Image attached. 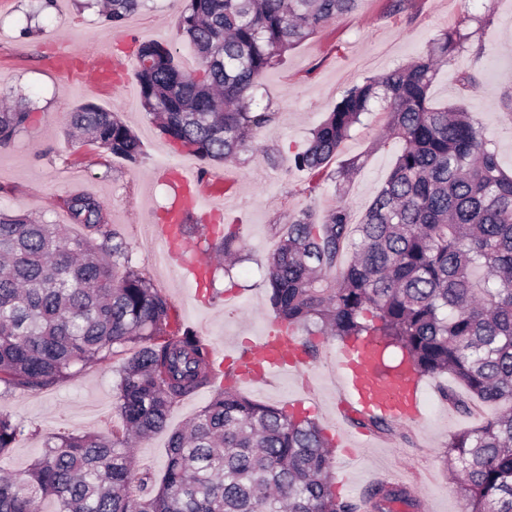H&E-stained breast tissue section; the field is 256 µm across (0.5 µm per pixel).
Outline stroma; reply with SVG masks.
<instances>
[{
  "mask_svg": "<svg viewBox=\"0 0 512 512\" xmlns=\"http://www.w3.org/2000/svg\"><path fill=\"white\" fill-rule=\"evenodd\" d=\"M99 9L98 0H0V102H20L32 112L26 128L10 145L0 147V210L65 224L64 196L85 192L100 197L111 224L129 245L133 265L145 269L168 297L173 321L198 330L215 357L240 358L278 327L266 281L267 259L277 245L271 225L279 215L306 206L322 212L337 201L330 181L291 169L289 157L306 146L312 130L348 87L424 55L448 29L475 32L484 48L482 57L467 50L451 58L440 68L431 97L438 106L464 107L491 140L502 166L512 168V117L499 106V91L512 78V0H413L401 11L392 9L391 0H361L357 11L338 16L264 75L261 102L271 105L277 118L259 135L258 150L240 154L232 163L207 166L212 177H232L239 185L222 218L240 235L231 272L216 269L211 281L200 285L178 268L155 269L150 231L161 222L171 187L154 182L151 175L173 159L140 105L135 50L141 42L158 39L175 49L180 67L194 68L196 57L178 32L180 0H146L122 30L110 28ZM104 44L117 61L118 74L93 92L90 55ZM467 70L475 73L476 83L463 92L454 77ZM85 103L119 113L139 135V165H128L70 136L65 117ZM385 122L378 108L363 115L336 155L340 162L358 155L367 158L344 197L355 222L385 183L399 151L393 141L376 144ZM341 347V340H321L316 358L258 383H238L237 388L250 399L277 407L302 402L335 439L331 479L346 496L361 498L369 484L382 481L409 487L418 501L414 509L394 504V512H461L446 468L448 440L492 416L495 406L476 402L470 413H460L445 397L458 391L455 380L426 376L421 421L394 423L386 433L357 427L337 386ZM123 359L119 353L56 386L0 396V412L13 415L26 431L0 456V469H25L53 434L121 432L114 403ZM210 398V390L203 389L176 404L166 428L136 445V462L163 475L171 432Z\"/></svg>",
  "mask_w": 512,
  "mask_h": 512,
  "instance_id": "obj_1",
  "label": "stroma"
}]
</instances>
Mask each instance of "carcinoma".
<instances>
[{
	"label": "carcinoma",
	"mask_w": 512,
	"mask_h": 512,
	"mask_svg": "<svg viewBox=\"0 0 512 512\" xmlns=\"http://www.w3.org/2000/svg\"><path fill=\"white\" fill-rule=\"evenodd\" d=\"M142 2L110 0L105 21L122 27ZM182 2L178 29L198 68L182 69L164 41L140 43V104L174 151L231 162L275 120L255 103L264 74L361 0ZM471 37L449 29L425 55L344 91L292 168L343 190L364 161L328 165L377 103L386 138L400 144L393 168L357 224L341 198L323 213L305 207L276 220L266 278L275 318L290 336L306 332L308 357L315 335L377 336L419 374H450L471 397L499 405L450 438L449 469L462 512H512V172L469 112L430 96L439 64ZM30 117L22 105L1 109L0 146ZM67 125L140 163L139 138L114 113L83 104ZM62 206L82 234L0 211V394L55 386L121 350L115 408L125 432L48 437L28 469L0 475V512H43L46 501L52 512H361L334 490V449L313 419L215 385L212 348L191 327L172 329L168 298L132 265L105 203L74 193ZM238 241L229 224L212 249L230 257ZM204 388L212 396L171 433L157 486L136 467L128 438L165 428L174 405ZM24 434L0 413V455ZM398 502L418 507L410 490L384 483L367 499L371 512Z\"/></svg>",
	"instance_id": "obj_1"
}]
</instances>
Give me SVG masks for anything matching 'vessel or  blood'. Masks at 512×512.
Returning a JSON list of instances; mask_svg holds the SVG:
<instances>
[{"instance_id": "vessel-or-blood-1", "label": "vessel or blood", "mask_w": 512, "mask_h": 512, "mask_svg": "<svg viewBox=\"0 0 512 512\" xmlns=\"http://www.w3.org/2000/svg\"><path fill=\"white\" fill-rule=\"evenodd\" d=\"M182 188L172 200L169 213L171 223L162 225L157 232L166 259H178L186 274L199 277L203 272L201 262L188 259L186 241L177 234L175 224L188 212L204 210L205 200L223 201L224 189L217 186L202 190L191 172L179 175ZM298 349L296 337L276 331L261 338L253 358V367L245 368L243 376L257 380L259 375L280 369L288 357ZM344 372L342 389L354 405L367 414H381L400 422H413L420 416L421 387L418 373L410 365L400 366L390 372L379 362L375 342L365 340L343 350Z\"/></svg>"}]
</instances>
